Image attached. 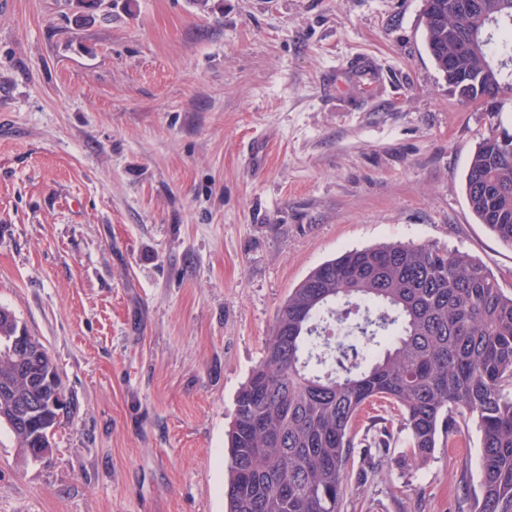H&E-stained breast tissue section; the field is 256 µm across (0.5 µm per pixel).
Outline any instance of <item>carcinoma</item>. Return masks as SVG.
I'll use <instances>...</instances> for the list:
<instances>
[{
    "instance_id": "1",
    "label": "carcinoma",
    "mask_w": 512,
    "mask_h": 512,
    "mask_svg": "<svg viewBox=\"0 0 512 512\" xmlns=\"http://www.w3.org/2000/svg\"><path fill=\"white\" fill-rule=\"evenodd\" d=\"M425 49L451 93L512 96V0H423ZM470 209L512 246V134L465 176ZM32 392L22 379L0 410ZM382 399L423 463L456 416L481 433L475 512H512V293L467 253L393 243L315 268L279 308L228 433L225 512H340L353 427Z\"/></svg>"
}]
</instances>
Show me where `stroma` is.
<instances>
[{
	"label": "stroma",
	"instance_id": "35a3bbf8",
	"mask_svg": "<svg viewBox=\"0 0 512 512\" xmlns=\"http://www.w3.org/2000/svg\"><path fill=\"white\" fill-rule=\"evenodd\" d=\"M216 2L109 0L78 26L72 0H0V307L72 403L40 460L0 429V512H224L237 394L345 251L458 250L512 292L464 188L512 101L451 95L422 0ZM354 432L340 512H474L472 418L419 465L387 405Z\"/></svg>",
	"mask_w": 512,
	"mask_h": 512
}]
</instances>
